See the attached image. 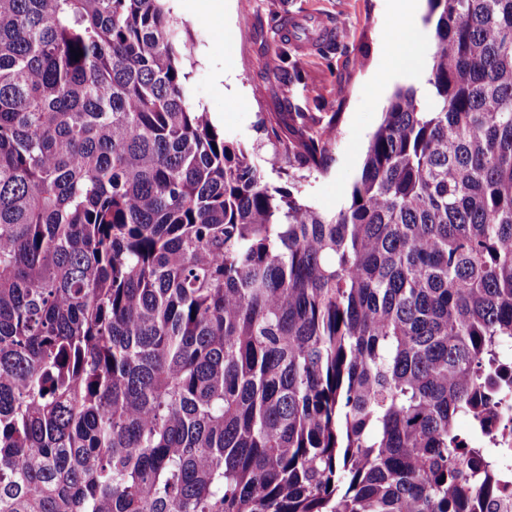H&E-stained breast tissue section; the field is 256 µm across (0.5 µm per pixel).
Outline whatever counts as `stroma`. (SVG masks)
Wrapping results in <instances>:
<instances>
[{
  "mask_svg": "<svg viewBox=\"0 0 512 512\" xmlns=\"http://www.w3.org/2000/svg\"><path fill=\"white\" fill-rule=\"evenodd\" d=\"M168 0L174 16L190 33L192 105L209 112L226 140L254 152L266 167L274 153H287L288 141L269 131L300 114L306 126L322 130L339 114L338 134L327 146L323 168L299 184L306 202L337 211L349 200L359 178L368 141L384 118L403 78L384 80L387 63L379 54L390 18L387 0ZM303 27L295 38H279L283 19ZM341 30L339 39L315 40L318 24Z\"/></svg>",
  "mask_w": 512,
  "mask_h": 512,
  "instance_id": "obj_1",
  "label": "stroma"
}]
</instances>
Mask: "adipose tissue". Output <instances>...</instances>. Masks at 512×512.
Here are the masks:
<instances>
[{
    "label": "adipose tissue",
    "instance_id": "ef3b65f1",
    "mask_svg": "<svg viewBox=\"0 0 512 512\" xmlns=\"http://www.w3.org/2000/svg\"><path fill=\"white\" fill-rule=\"evenodd\" d=\"M421 2L422 0H390V13L396 22L387 28L382 52L390 61L388 77L405 78L417 87L419 94L424 95L428 92V86L420 70L405 65L401 57L402 50L423 40Z\"/></svg>",
    "mask_w": 512,
    "mask_h": 512
}]
</instances>
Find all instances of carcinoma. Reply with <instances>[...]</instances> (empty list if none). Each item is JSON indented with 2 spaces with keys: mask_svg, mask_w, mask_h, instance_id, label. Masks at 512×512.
<instances>
[{
  "mask_svg": "<svg viewBox=\"0 0 512 512\" xmlns=\"http://www.w3.org/2000/svg\"><path fill=\"white\" fill-rule=\"evenodd\" d=\"M167 2L0 0V512H482L512 0H428L431 100L329 213L190 105Z\"/></svg>",
  "mask_w": 512,
  "mask_h": 512,
  "instance_id": "1",
  "label": "carcinoma"
}]
</instances>
